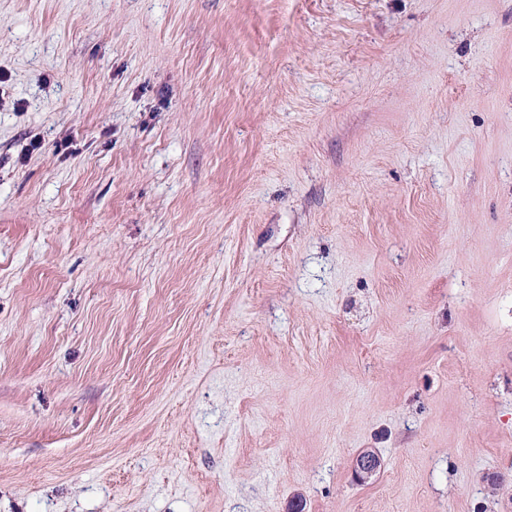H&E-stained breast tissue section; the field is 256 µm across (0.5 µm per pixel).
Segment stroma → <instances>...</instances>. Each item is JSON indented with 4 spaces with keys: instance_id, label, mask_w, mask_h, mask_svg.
Here are the masks:
<instances>
[{
    "instance_id": "stroma-1",
    "label": "stroma",
    "mask_w": 512,
    "mask_h": 512,
    "mask_svg": "<svg viewBox=\"0 0 512 512\" xmlns=\"http://www.w3.org/2000/svg\"><path fill=\"white\" fill-rule=\"evenodd\" d=\"M298 504L512 512V0H0V512ZM381 467L379 456L371 450L361 451L355 460L353 474L354 479L360 483H366L373 478Z\"/></svg>"
}]
</instances>
